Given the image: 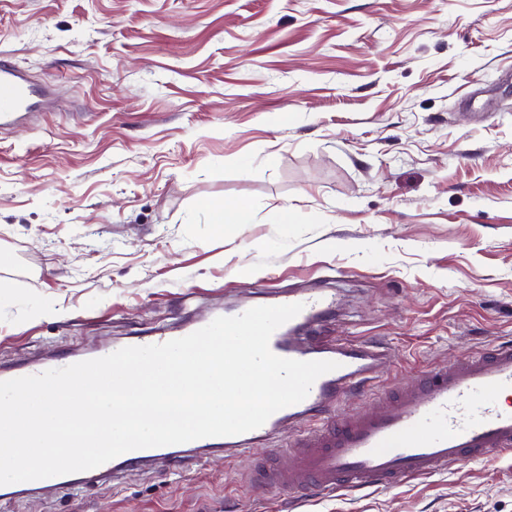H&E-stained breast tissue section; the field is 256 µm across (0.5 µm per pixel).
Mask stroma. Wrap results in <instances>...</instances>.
I'll list each match as a JSON object with an SVG mask.
<instances>
[{
	"label": "stroma",
	"mask_w": 512,
	"mask_h": 512,
	"mask_svg": "<svg viewBox=\"0 0 512 512\" xmlns=\"http://www.w3.org/2000/svg\"><path fill=\"white\" fill-rule=\"evenodd\" d=\"M58 96L0 128V374L323 288L383 344L341 403L512 344V0H0V61ZM248 204L217 224L210 204ZM295 433L0 512H512V453L385 489L248 480Z\"/></svg>",
	"instance_id": "1"
}]
</instances>
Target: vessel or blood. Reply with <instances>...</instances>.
<instances>
[{"instance_id": "vessel-or-blood-1", "label": "vessel or blood", "mask_w": 512, "mask_h": 512, "mask_svg": "<svg viewBox=\"0 0 512 512\" xmlns=\"http://www.w3.org/2000/svg\"><path fill=\"white\" fill-rule=\"evenodd\" d=\"M48 96V88L0 62L1 126L19 114L44 111ZM268 302L303 306L273 333L269 346L275 355L330 360L339 367L321 375L305 400L275 412L261 427L202 439V447L223 450L233 461L252 440L271 436L284 424L305 426L286 450L293 466L270 461L256 474L260 485L301 493L388 488L512 452V404L504 400L512 394L511 345L437 367L419 383L380 397L372 414L347 421L337 417V402L369 386L388 362L385 349L368 342L305 341L303 330L336 304L324 291L275 292Z\"/></svg>"}]
</instances>
